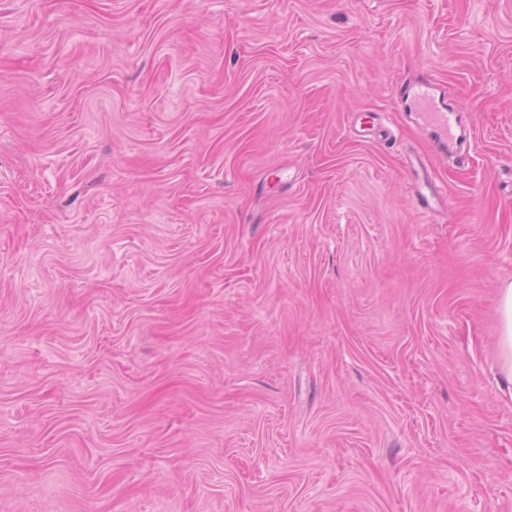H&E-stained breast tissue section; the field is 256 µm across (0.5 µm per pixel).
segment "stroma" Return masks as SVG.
<instances>
[{"mask_svg": "<svg viewBox=\"0 0 512 512\" xmlns=\"http://www.w3.org/2000/svg\"><path fill=\"white\" fill-rule=\"evenodd\" d=\"M506 281L512 0H0V512H512ZM415 97L424 125L437 134L440 143L445 144L453 136L457 123L455 111L443 108L436 103L430 83L419 84L415 89ZM405 164L407 169L412 168L417 175V177L412 178L411 191L417 200L418 206L422 210L433 208L432 202H438L440 197L435 183L427 175L420 177L418 168H421V165L419 161H416V163L411 161L410 165L406 162ZM498 314L500 319V369L503 378L512 384V282L499 288Z\"/></svg>", "mask_w": 512, "mask_h": 512, "instance_id": "1", "label": "stroma"}]
</instances>
